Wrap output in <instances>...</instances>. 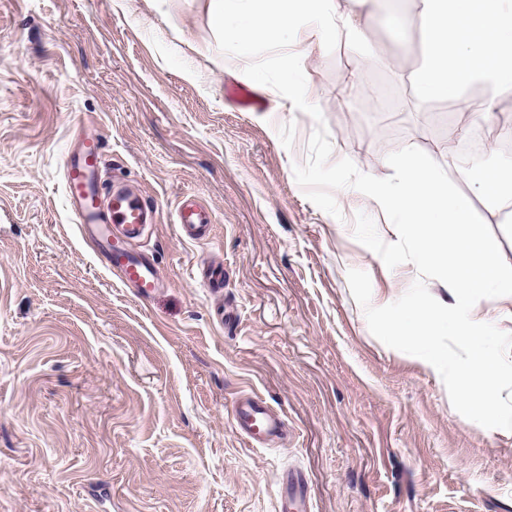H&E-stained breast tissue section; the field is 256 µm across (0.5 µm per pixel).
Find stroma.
Masks as SVG:
<instances>
[{"label":"stroma","mask_w":512,"mask_h":512,"mask_svg":"<svg viewBox=\"0 0 512 512\" xmlns=\"http://www.w3.org/2000/svg\"><path fill=\"white\" fill-rule=\"evenodd\" d=\"M210 0H0V512H277L276 479L303 471L313 512H512V431L459 414L420 358L370 332L347 273L371 303L400 298L413 264L388 269L353 236L357 213L397 241L374 199L335 191L333 217L294 165L315 120L243 72L216 42ZM410 0L357 14L378 64L302 28L311 103L332 160L391 176L389 153L425 151L492 230L512 264V223L475 193L512 180L489 139L481 170L443 146L460 111L409 89L416 33L392 23ZM249 88L245 109L225 85ZM102 136L104 180H130L157 208L134 249L156 253L149 302L103 267L73 221L64 160ZM212 211L208 239L181 237L176 204ZM224 264L221 324L193 275ZM253 392L282 412L286 439L250 446L231 409Z\"/></svg>","instance_id":"stroma-1"}]
</instances>
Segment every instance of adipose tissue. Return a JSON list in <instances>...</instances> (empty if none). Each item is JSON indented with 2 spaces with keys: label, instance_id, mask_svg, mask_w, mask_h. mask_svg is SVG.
<instances>
[{
  "label": "adipose tissue",
  "instance_id": "1",
  "mask_svg": "<svg viewBox=\"0 0 512 512\" xmlns=\"http://www.w3.org/2000/svg\"><path fill=\"white\" fill-rule=\"evenodd\" d=\"M409 23L424 48L423 65L410 79L415 94L492 116L496 92L512 90V0H417ZM472 83L491 88L492 96H464Z\"/></svg>",
  "mask_w": 512,
  "mask_h": 512
}]
</instances>
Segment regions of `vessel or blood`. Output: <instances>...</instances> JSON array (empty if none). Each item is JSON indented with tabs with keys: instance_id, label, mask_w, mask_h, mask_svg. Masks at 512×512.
Instances as JSON below:
<instances>
[{
	"instance_id": "obj_1",
	"label": "vessel or blood",
	"mask_w": 512,
	"mask_h": 512,
	"mask_svg": "<svg viewBox=\"0 0 512 512\" xmlns=\"http://www.w3.org/2000/svg\"><path fill=\"white\" fill-rule=\"evenodd\" d=\"M105 143L97 136H83L79 149L68 154L64 164L67 200L83 239L94 245L98 257L104 258L108 270L116 274L137 298L146 300L163 286L154 254L131 250L130 242L140 236L145 225L153 223L151 205L137 192L113 188L101 193V169ZM175 222L181 234L192 240L205 239L211 230L209 210L194 197H184L175 210ZM198 277L204 287L216 295L224 293V268L221 265L200 267ZM239 433L254 445L278 440L284 433L280 413L258 397H240L232 408ZM282 512H311L306 479L297 470L284 471L278 483Z\"/></svg>"
}]
</instances>
